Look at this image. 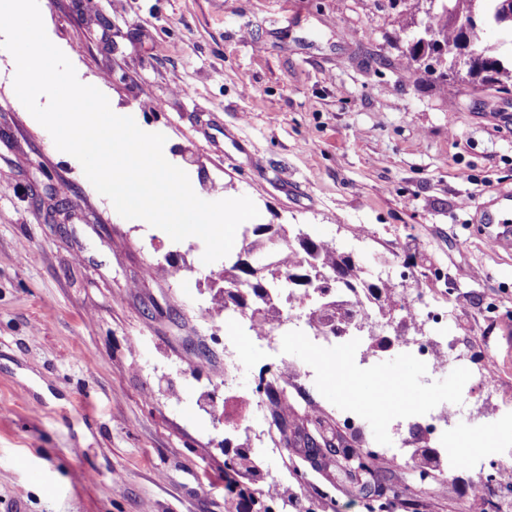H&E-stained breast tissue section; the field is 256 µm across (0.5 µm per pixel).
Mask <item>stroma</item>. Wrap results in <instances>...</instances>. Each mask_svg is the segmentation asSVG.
<instances>
[{"instance_id": "1", "label": "stroma", "mask_w": 512, "mask_h": 512, "mask_svg": "<svg viewBox=\"0 0 512 512\" xmlns=\"http://www.w3.org/2000/svg\"><path fill=\"white\" fill-rule=\"evenodd\" d=\"M46 34L80 82L113 111L165 135L164 156L194 192L249 197L258 223L332 241L367 281L396 295L448 290V334L462 352L429 373L396 349L316 356L310 339L278 349L245 337L240 393L224 399L223 317L199 312L220 281L203 241H173L126 219L80 162L17 98L0 48V512H255L224 482V434L266 429L251 395L286 358L350 368L362 382L401 381L417 397L370 414L353 446L389 448L424 415L454 407L449 436L494 432L512 448L511 230L486 224L512 191V95L449 86L408 65L415 0H39ZM174 260L184 280L144 275ZM494 383L475 384L474 371ZM306 474L296 481L293 470ZM281 480L311 512H369L335 469L316 471L296 439L272 468L242 475L254 490ZM479 479L461 465L422 512L470 501Z\"/></svg>"}]
</instances>
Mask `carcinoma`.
<instances>
[{
	"mask_svg": "<svg viewBox=\"0 0 512 512\" xmlns=\"http://www.w3.org/2000/svg\"><path fill=\"white\" fill-rule=\"evenodd\" d=\"M491 26L512 35V0H432L431 12L427 14L422 29L411 34V40L416 42V51L408 55V60L417 61L419 53L429 55L442 51V59L436 62V73L439 79L446 81L448 64L456 59L461 43L466 42L481 52L491 64L490 71L470 72L468 76L473 80L495 84L501 93L512 94V70H506L494 49L483 44L484 30ZM269 229V224L245 225L241 251L266 250ZM285 246L288 256L280 259L275 253L270 255L267 266L257 274L241 267L237 261L224 264L220 275L222 285L212 295L210 309L221 313L228 306L237 307L249 321L260 327L273 322L279 315L274 300L277 289L286 288L292 294L302 287L295 278L308 274L315 287L324 280L332 281L330 292L324 297H315L314 304L306 308L308 319L319 326L346 315L342 305L336 303L339 291L352 292L359 298L375 303L380 317L388 323L399 312V304L395 303L388 283L382 279L366 281L355 260L340 252L332 242L305 234L296 236L293 241L286 240ZM269 402L278 430H283L285 426L293 427L302 439L308 430L318 438H333L332 428L309 418L307 412L298 413L295 407L289 405L286 390L270 392ZM235 455L234 474L239 476L256 471L258 461L252 453L243 449L235 452ZM414 455L418 457L420 468L439 469L440 460L428 446L415 449ZM346 466L352 477H363L370 485L377 487L378 495H384L387 486L378 483L379 463L376 455L352 450ZM430 489V484L410 481L392 489V494L399 499L404 512H420L423 498Z\"/></svg>",
	"mask_w": 512,
	"mask_h": 512,
	"instance_id": "1",
	"label": "carcinoma"
}]
</instances>
